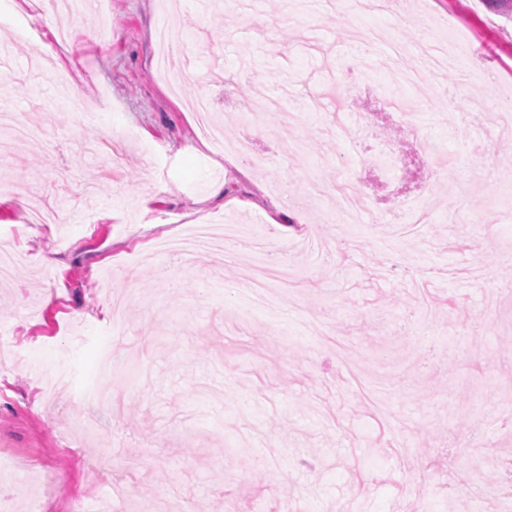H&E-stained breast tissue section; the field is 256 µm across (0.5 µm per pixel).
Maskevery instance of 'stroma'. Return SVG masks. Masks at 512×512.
I'll return each mask as SVG.
<instances>
[{"mask_svg":"<svg viewBox=\"0 0 512 512\" xmlns=\"http://www.w3.org/2000/svg\"><path fill=\"white\" fill-rule=\"evenodd\" d=\"M96 0L46 22L43 0H0L38 22L30 42L0 31V113L52 121L54 150L34 142L0 156V249L21 258L0 286V449L43 473L0 478V512H153L178 495L185 512H448L477 502L512 512L498 459L512 431L497 404L512 388V137L495 112L512 96V22L484 0H399L333 11L326 0ZM193 51L191 88L156 67V29ZM480 57L466 86L451 76L405 87L417 126L385 107L423 42ZM86 71L92 124L62 106L51 68ZM211 96L224 138H200L190 91ZM279 100L265 133L239 117ZM135 139L123 140L121 128ZM114 135L120 165L83 155ZM247 139L252 155L231 145ZM326 187L310 196L311 176ZM66 223H26L10 185ZM428 213L396 236L407 199ZM217 218L239 227L233 262L203 252L175 279L148 262L156 238ZM272 236L295 269L249 287L264 263L251 240ZM111 355L113 378L100 377ZM63 372L53 405L41 375ZM105 381L123 400L87 407ZM109 453L111 484L94 482Z\"/></svg>","mask_w":512,"mask_h":512,"instance_id":"35a3bbf8","label":"stroma"}]
</instances>
